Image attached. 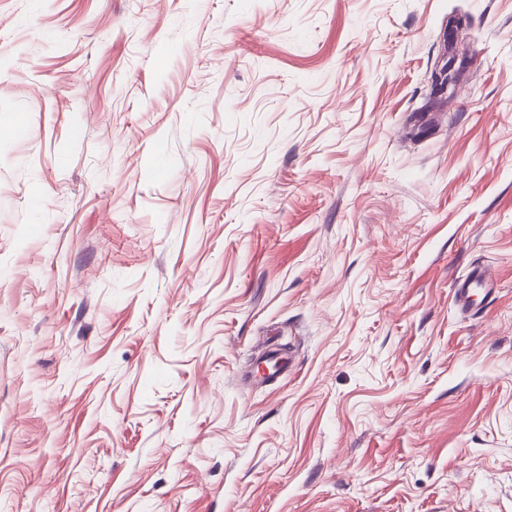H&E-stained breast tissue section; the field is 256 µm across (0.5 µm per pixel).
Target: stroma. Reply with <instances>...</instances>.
<instances>
[{
    "instance_id": "obj_1",
    "label": "stroma",
    "mask_w": 512,
    "mask_h": 512,
    "mask_svg": "<svg viewBox=\"0 0 512 512\" xmlns=\"http://www.w3.org/2000/svg\"><path fill=\"white\" fill-rule=\"evenodd\" d=\"M0 512H512V0H0ZM493 278L488 268L479 269L472 277L457 284L454 288V301L461 309H467L471 304L473 291L486 286V282Z\"/></svg>"
}]
</instances>
